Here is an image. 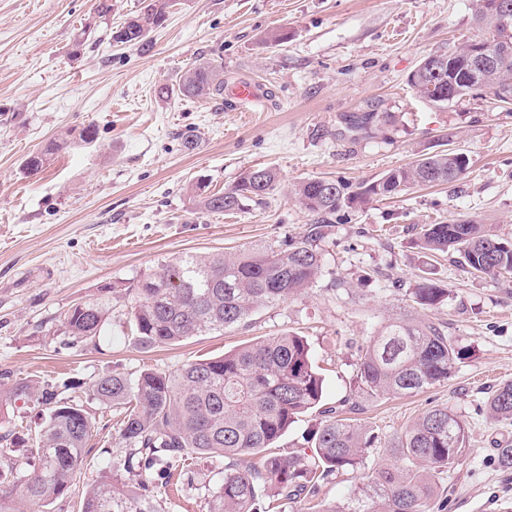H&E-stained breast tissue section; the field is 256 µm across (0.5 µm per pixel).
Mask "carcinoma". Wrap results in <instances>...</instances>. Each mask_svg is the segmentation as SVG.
Returning <instances> with one entry per match:
<instances>
[{"label": "carcinoma", "instance_id": "carcinoma-1", "mask_svg": "<svg viewBox=\"0 0 512 512\" xmlns=\"http://www.w3.org/2000/svg\"><path fill=\"white\" fill-rule=\"evenodd\" d=\"M173 2L148 0L123 26L108 28L110 39L146 46L148 34L167 22ZM474 16L482 37L512 43V0H475ZM474 43L470 39L447 52L443 80L433 74L430 57H424L409 76L411 89L440 110L482 94L493 95L501 108L511 110L512 53L477 72L469 58ZM222 94L224 65L207 60L195 63L176 84L159 89L163 97L184 100ZM379 123L377 112L345 117L349 131L365 136ZM68 145L67 139L53 141L28 158L26 170L38 173L47 156ZM468 167L469 157L449 148L355 189L323 178L298 182L293 195L313 216L298 240L278 249L252 246L184 255L136 275L123 293L135 341L143 347L175 345L240 325L262 308L287 302L313 287L322 274L319 243L327 234V216L413 185L454 183ZM278 182L274 169L257 167L222 194L206 192L203 179L195 182L194 191L204 209L233 213L245 201L263 202ZM420 248L427 254L456 252L473 275H512V241L471 216L427 225ZM448 296V289L425 274L411 292L412 302L423 310L438 307ZM109 311L98 300L71 305L61 315L69 343L92 342ZM462 356L444 326L432 318H395L374 330L359 350L358 393L364 398L418 394L448 381ZM73 386L25 378L0 382L1 400H22L46 411L25 462L18 463L4 445L13 434L0 435V512H24L28 504L68 493L91 436L94 404L115 411L118 444L125 455L112 468L133 475L135 482L101 478L87 486L78 512H159L151 494L155 477L166 479L168 487L174 477L191 472L200 455L224 462V478L211 494L208 512H291L294 504L316 496L330 477L364 468L375 442L361 424L329 410L307 438L312 454L296 450L251 461L273 447L300 415L322 408L324 378L311 345L290 331L171 372L145 369L134 377L102 376L88 388L85 402L63 395ZM489 409L497 418L512 420V381L498 386ZM467 452L461 420L446 407L427 410L389 445L390 463L363 473L359 496L316 512H433L434 478L462 464Z\"/></svg>", "mask_w": 512, "mask_h": 512}]
</instances>
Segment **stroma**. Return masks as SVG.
<instances>
[{"label":"stroma","mask_w":512,"mask_h":512,"mask_svg":"<svg viewBox=\"0 0 512 512\" xmlns=\"http://www.w3.org/2000/svg\"><path fill=\"white\" fill-rule=\"evenodd\" d=\"M98 23L95 0H0V374L71 380L82 400L106 374L173 371L297 332L325 379L326 406L377 435L368 467L386 463L387 445L443 406L465 423L469 448L439 478L444 512H512V468L496 456L512 445V420L487 409L512 380V276L474 277L453 253L435 259L450 295L434 316L464 358L447 382L416 395L364 401L355 384L373 326L415 313L423 225L467 214L512 239V112L489 94L437 110L408 84L424 57L476 34L472 0H177L146 48L94 37L72 58L77 31ZM276 33L287 43L273 45ZM200 60L223 64L225 83L259 81L266 97L245 112L223 96H159ZM371 110L383 115L372 135L337 138L345 115ZM88 126L96 137L84 144ZM62 137L70 147L29 174L27 158ZM445 146L470 159L460 180L338 212L320 244L321 277L287 302L176 346L143 348L114 296L95 344L65 346L60 316L70 305L124 287L158 260L299 237L312 217L290 195L293 183L356 186ZM257 167L280 179L265 203L229 215L200 207L197 179L221 193ZM115 438L111 411L97 410L68 495L26 512H77L87 485L121 455ZM222 479L216 460L202 457L185 490L172 495L160 484L154 494L161 512H208Z\"/></svg>","instance_id":"stroma-1"}]
</instances>
